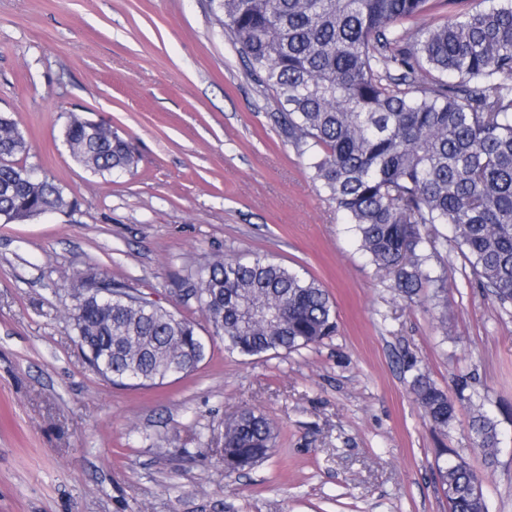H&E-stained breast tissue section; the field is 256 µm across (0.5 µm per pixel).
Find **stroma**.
Wrapping results in <instances>:
<instances>
[{"label": "stroma", "mask_w": 512, "mask_h": 512, "mask_svg": "<svg viewBox=\"0 0 512 512\" xmlns=\"http://www.w3.org/2000/svg\"><path fill=\"white\" fill-rule=\"evenodd\" d=\"M26 158L79 201L0 223V512H448L437 466L462 461L487 512H512V307L459 249L427 267L441 290L407 302L320 193L209 0H0V113ZM110 125L134 169L91 173L70 114ZM309 273L335 335L241 357L214 339L193 372L112 384L73 341L74 275L96 268L211 329L178 284L214 255ZM424 373L455 417L434 431ZM251 407L278 428L271 456L225 479L224 421ZM496 423L486 463L471 417Z\"/></svg>", "instance_id": "35a3bbf8"}]
</instances>
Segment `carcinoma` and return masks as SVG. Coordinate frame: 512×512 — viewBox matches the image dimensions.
I'll list each match as a JSON object with an SVG mask.
<instances>
[{
	"label": "carcinoma",
	"mask_w": 512,
	"mask_h": 512,
	"mask_svg": "<svg viewBox=\"0 0 512 512\" xmlns=\"http://www.w3.org/2000/svg\"><path fill=\"white\" fill-rule=\"evenodd\" d=\"M224 36L249 76L275 93L279 122L313 179L352 224L361 249L413 300L433 278L429 255L448 242L430 233L452 227L474 277L501 305L512 304V0H446L439 25L404 22L429 0H210ZM73 157L94 174L130 170L133 149L117 133H91L73 113L64 129ZM30 144L0 113V221L66 213L78 201L54 179L33 180L20 157ZM120 298L83 297L66 310L82 352L98 373L138 386L194 371L206 356L195 322L126 291L89 268ZM224 350L242 357L296 351L336 332L330 294L316 279L267 258L219 257L184 277ZM415 400L445 432L454 407L420 373ZM476 445L493 461L495 422L472 420ZM278 436L263 413L245 408L224 421L225 476L271 454ZM449 512H486L482 481L463 462L439 468Z\"/></svg>",
	"instance_id": "1"
}]
</instances>
